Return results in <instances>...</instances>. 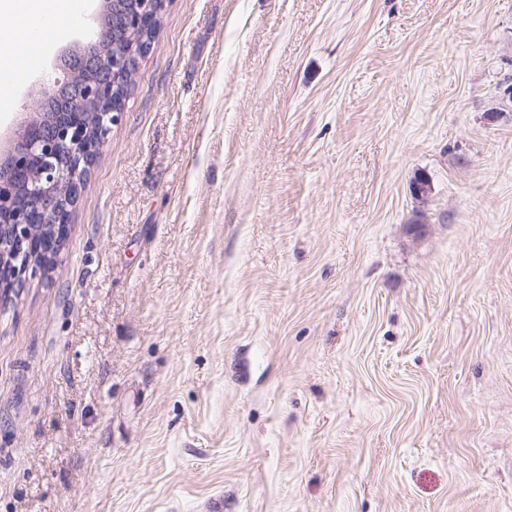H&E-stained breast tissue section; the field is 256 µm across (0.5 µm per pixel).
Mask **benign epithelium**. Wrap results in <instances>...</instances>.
Here are the masks:
<instances>
[{
	"label": "benign epithelium",
	"instance_id": "7a95c632",
	"mask_svg": "<svg viewBox=\"0 0 512 512\" xmlns=\"http://www.w3.org/2000/svg\"><path fill=\"white\" fill-rule=\"evenodd\" d=\"M161 0H139L128 13L118 0L84 32L67 71L74 78L44 82L45 112L24 126L0 158V302L46 270L68 233L69 217L112 126L120 123L126 98L120 86L150 49L149 35Z\"/></svg>",
	"mask_w": 512,
	"mask_h": 512
}]
</instances>
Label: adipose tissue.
<instances>
[{"label": "adipose tissue", "instance_id": "ef3b65f1", "mask_svg": "<svg viewBox=\"0 0 512 512\" xmlns=\"http://www.w3.org/2000/svg\"><path fill=\"white\" fill-rule=\"evenodd\" d=\"M84 6V0H0V69L17 71L19 60L42 43L34 24L65 33L66 21Z\"/></svg>", "mask_w": 512, "mask_h": 512}]
</instances>
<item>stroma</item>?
Returning <instances> with one entry per match:
<instances>
[{"label":"stroma","instance_id":"35a3bbf8","mask_svg":"<svg viewBox=\"0 0 512 512\" xmlns=\"http://www.w3.org/2000/svg\"><path fill=\"white\" fill-rule=\"evenodd\" d=\"M507 75L512 0H167L0 307V512H512Z\"/></svg>","mask_w":512,"mask_h":512}]
</instances>
